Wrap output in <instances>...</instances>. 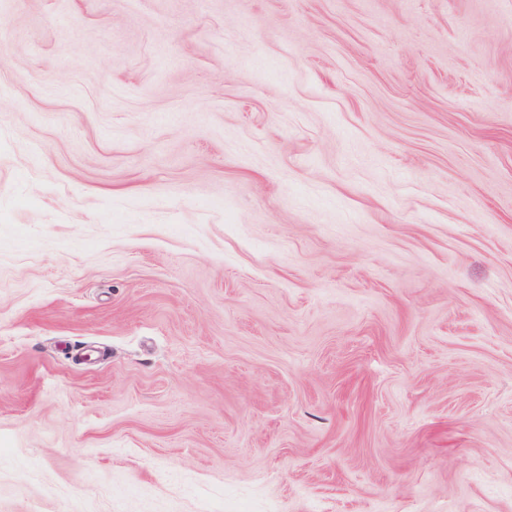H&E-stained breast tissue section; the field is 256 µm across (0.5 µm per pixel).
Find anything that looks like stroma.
Instances as JSON below:
<instances>
[{"label": "stroma", "instance_id": "stroma-1", "mask_svg": "<svg viewBox=\"0 0 512 512\" xmlns=\"http://www.w3.org/2000/svg\"><path fill=\"white\" fill-rule=\"evenodd\" d=\"M0 512H512V0H0Z\"/></svg>", "mask_w": 512, "mask_h": 512}]
</instances>
